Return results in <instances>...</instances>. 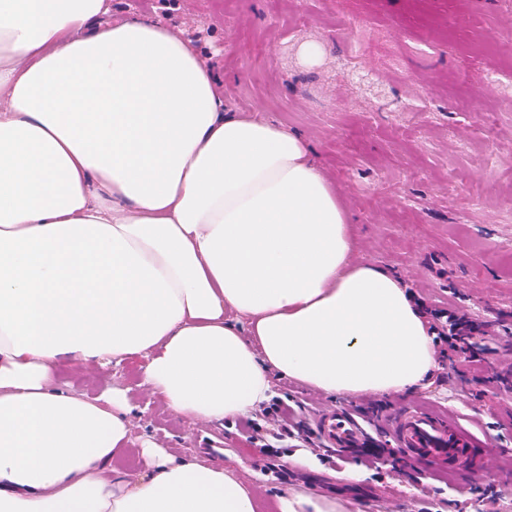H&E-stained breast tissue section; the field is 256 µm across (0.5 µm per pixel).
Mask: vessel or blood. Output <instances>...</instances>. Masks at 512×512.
<instances>
[{
	"instance_id": "1",
	"label": "vessel or blood",
	"mask_w": 512,
	"mask_h": 512,
	"mask_svg": "<svg viewBox=\"0 0 512 512\" xmlns=\"http://www.w3.org/2000/svg\"><path fill=\"white\" fill-rule=\"evenodd\" d=\"M393 447L414 458L427 459L434 468L469 466L473 463L470 437L439 416L409 409L385 422ZM317 432L328 448L353 452L370 447L371 436L362 422L346 410L321 414Z\"/></svg>"
}]
</instances>
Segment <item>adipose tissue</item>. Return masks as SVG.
Here are the masks:
<instances>
[{"label":"adipose tissue","mask_w":512,"mask_h":512,"mask_svg":"<svg viewBox=\"0 0 512 512\" xmlns=\"http://www.w3.org/2000/svg\"><path fill=\"white\" fill-rule=\"evenodd\" d=\"M357 246L306 139L228 108L192 39L111 0H0V512H257L221 465L146 446L124 471L134 405L57 387L65 365L140 361L168 412L208 422L268 401L274 372L431 385L433 330Z\"/></svg>","instance_id":"obj_1"}]
</instances>
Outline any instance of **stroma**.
Listing matches in <instances>:
<instances>
[{"label": "stroma", "mask_w": 512, "mask_h": 512, "mask_svg": "<svg viewBox=\"0 0 512 512\" xmlns=\"http://www.w3.org/2000/svg\"><path fill=\"white\" fill-rule=\"evenodd\" d=\"M148 12L195 41L238 112L261 110L301 133L343 195L356 260L398 274L428 322L472 319L484 359L438 342L433 385L408 394L327 396L282 379L273 401L234 425L171 415L140 386L137 363L65 367L59 384L89 397L119 386L133 418L126 468L150 441L224 464L261 504L316 491L355 512H512V0H112L120 19ZM314 57L302 54L305 45ZM453 416L481 445L477 468L433 470L391 451L371 464L322 446L319 414Z\"/></svg>", "instance_id": "35a3bbf8"}]
</instances>
